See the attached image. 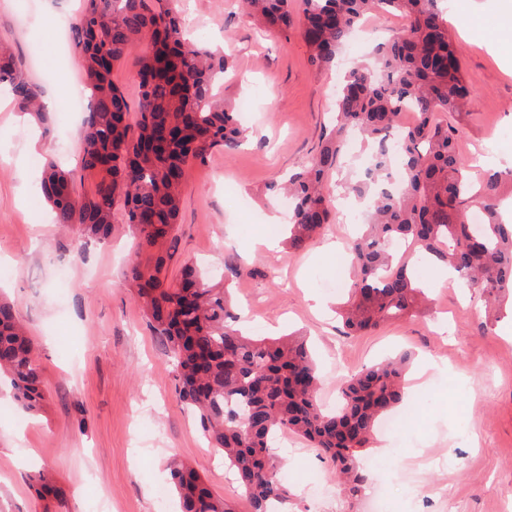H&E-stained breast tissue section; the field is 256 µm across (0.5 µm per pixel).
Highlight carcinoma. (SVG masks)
I'll list each match as a JSON object with an SVG mask.
<instances>
[{
    "label": "carcinoma",
    "instance_id": "obj_1",
    "mask_svg": "<svg viewBox=\"0 0 512 512\" xmlns=\"http://www.w3.org/2000/svg\"><path fill=\"white\" fill-rule=\"evenodd\" d=\"M239 4L252 21L284 37L293 28L292 0ZM301 5L310 62L318 70L333 62L350 33L379 7L404 18L407 29L376 45L371 61L348 73L333 104L336 124L316 158L288 176L286 190L294 201L288 249L301 250L329 223L325 177L339 162L343 132L354 127L370 145L371 159L345 190L363 196L371 188L373 204L352 247L359 279L341 313L345 327L355 333L374 329L411 314L427 298L409 263L394 261L389 252L388 244L397 239L414 247L417 258L446 265L478 288L485 302L511 296L512 224L502 221L493 199L512 171L494 170L473 184L469 163L455 147L456 126L436 119L439 112L462 118L473 96L437 0H301ZM73 45L93 102L81 153L95 191L74 196L70 175L48 166L42 189L58 222L105 239L115 206L123 202L125 223L138 245L153 251L144 261H132L129 284L153 332L173 355L180 396L235 471L251 512H280L288 502L272 445L282 432L312 443L349 496H358L366 481L360 449L374 436L378 420L403 401L410 356L372 365L343 382L342 407L327 412L317 401V370L302 337H247L234 326L237 313L227 289L204 281L189 265L180 281L166 277L178 250L186 164L230 153L244 135L237 113L215 92V78L228 69L226 55L186 36L175 0H81ZM136 46L142 47L136 59L141 97L132 127L124 119L128 105L112 70ZM2 84L9 86L18 110L49 133L51 117L38 91L14 77L13 60L6 56H0ZM403 106L414 110L417 121L401 133L394 185L387 136ZM477 202L487 215L480 233L469 223ZM138 210L153 212L157 223H134ZM0 349L9 352L0 361V376L17 401L27 411L43 407L46 396L31 343L2 300ZM170 469L182 512H235L189 464L174 458Z\"/></svg>",
    "mask_w": 512,
    "mask_h": 512
}]
</instances>
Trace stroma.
Here are the masks:
<instances>
[{"mask_svg":"<svg viewBox=\"0 0 512 512\" xmlns=\"http://www.w3.org/2000/svg\"><path fill=\"white\" fill-rule=\"evenodd\" d=\"M502 0H440L465 81L474 89L470 116L456 135L469 177L480 181L482 153L492 148L500 169L512 167V61L496 45L512 31L495 28ZM79 0H0V48L15 60L17 79L32 84L52 116L49 137L30 136L28 120L0 88V295L24 323L35 348L41 386L49 395L36 414L23 412L0 387V512H178L169 489L173 458L190 460L218 495L250 512L223 459L181 400L173 362L139 307L122 272L137 249L127 225L109 239H85L79 226L51 221L39 192L46 161L72 170L74 195H91L81 170L84 113H65L59 80L83 73L74 51L59 52V17L75 22ZM189 34L227 56L224 99L238 114L247 142L230 154L186 167L178 252L184 265L229 284L248 332L306 336L317 361L323 399L336 392V368L358 372L403 351L440 371L406 380L403 441L379 436L361 452L374 460L369 486L389 484V512H512V303L490 306L464 280L432 287L435 264L415 271L430 300L412 315L368 333H346L336 316L356 280L353 225L343 209L362 213L355 197L337 199L325 233L303 250L269 252L261 237L281 238L284 223L268 184L307 164L332 126L341 72L369 61L376 43L403 35V18L378 13L343 47L335 65L317 71L300 29L282 36L251 25L237 0H181ZM62 265L71 273L58 283ZM326 302L312 309L311 297ZM281 477L288 512H370V496L351 499L306 440L284 450ZM52 473L58 491L39 498L29 474ZM329 489L313 493L311 476ZM167 487L158 501L156 490Z\"/></svg>","mask_w":512,"mask_h":512,"instance_id":"obj_1","label":"stroma"}]
</instances>
